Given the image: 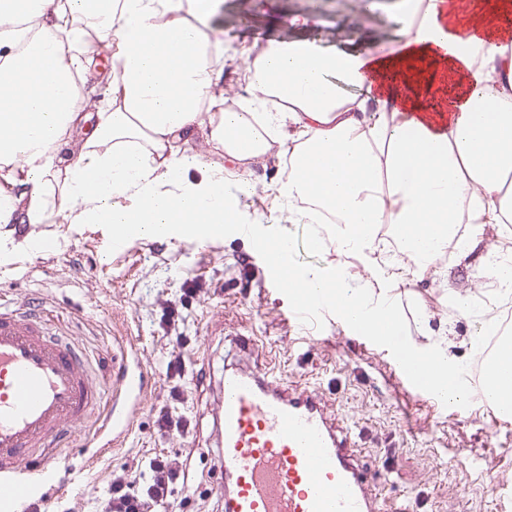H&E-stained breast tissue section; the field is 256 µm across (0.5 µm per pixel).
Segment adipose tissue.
Here are the masks:
<instances>
[{"mask_svg": "<svg viewBox=\"0 0 512 512\" xmlns=\"http://www.w3.org/2000/svg\"><path fill=\"white\" fill-rule=\"evenodd\" d=\"M216 2L0 0V260L21 210L32 224L103 225L121 247L222 238L250 221L237 198L248 182L224 190L227 163L266 158L287 127L282 211L293 224L332 215L337 253L376 247L385 224L420 279L448 246L466 256L487 225L512 223V0H472L460 15L447 0H398L393 48L331 51L232 48L210 24ZM92 32L113 61L99 100L75 83L93 74ZM237 56L248 82L230 111L219 78ZM86 110L95 127L60 165ZM196 131L224 162L186 152ZM369 278L305 267L290 290L333 307L343 328L400 335L383 266Z\"/></svg>", "mask_w": 512, "mask_h": 512, "instance_id": "adipose-tissue-1", "label": "adipose tissue"}]
</instances>
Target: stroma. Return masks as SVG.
<instances>
[{
  "mask_svg": "<svg viewBox=\"0 0 512 512\" xmlns=\"http://www.w3.org/2000/svg\"><path fill=\"white\" fill-rule=\"evenodd\" d=\"M220 0L211 24L233 44L265 46L271 40L303 38L329 50L343 44L383 46L401 30L393 0ZM307 18L293 27L294 17ZM287 162L233 165L235 177L253 183L240 195L242 212L257 217V231L287 239L301 266L334 270L335 247L306 249L324 235L320 224H274L268 192ZM16 239L36 235L56 247L40 257H21L0 267L5 298H38L52 323L85 350L93 376L104 381L128 343L152 374L145 406L112 451L93 456L73 437L64 451L67 488L53 512H95L97 501L133 460L162 456L188 466V482L167 512H221L224 486L216 470L213 417L207 407L225 363L272 370L294 386L317 388L326 413L352 438L358 457L379 470L383 495L409 502L414 512H498L495 490L512 492V427L497 426L487 408L460 402L430 406L394 379L392 349L371 336L352 348L337 346L341 326L325 310L309 329L292 318L289 297L267 277L262 251L235 233L199 242L141 240L122 249L109 246L103 227L72 230L65 224H31L19 218ZM489 259L486 245L466 258H439L423 279L393 289L404 338L419 350L444 349L462 367L475 364L470 340L481 333L486 315H459L451 301L481 298ZM252 336L256 345L235 353L231 337ZM183 355L181 375L167 370L172 355ZM168 408L183 421L161 431L156 417Z\"/></svg>",
  "mask_w": 512,
  "mask_h": 512,
  "instance_id": "1",
  "label": "stroma"
}]
</instances>
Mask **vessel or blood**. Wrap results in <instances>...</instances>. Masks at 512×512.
Returning <instances> with one entry per match:
<instances>
[{"label": "vessel or blood", "mask_w": 512, "mask_h": 512, "mask_svg": "<svg viewBox=\"0 0 512 512\" xmlns=\"http://www.w3.org/2000/svg\"><path fill=\"white\" fill-rule=\"evenodd\" d=\"M279 288L292 265L277 250L265 252ZM27 300L0 308V512H52L37 490L53 482L62 464L60 444L84 434L87 447L105 454L132 424L129 400L142 398L149 375L125 365L101 388L86 354L49 332ZM512 336L481 353L479 377L466 388L478 393L512 390L504 371ZM434 372L407 356L395 378L414 392ZM215 398L218 473L224 512H408L382 496L359 461L343 428L324 413L315 390L288 387L273 371H245L228 364Z\"/></svg>", "instance_id": "obj_1"}]
</instances>
